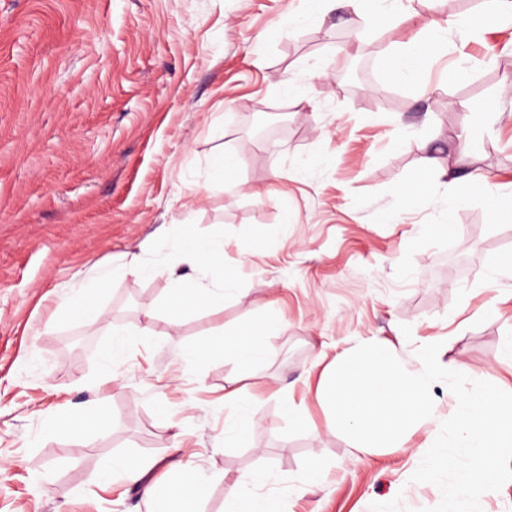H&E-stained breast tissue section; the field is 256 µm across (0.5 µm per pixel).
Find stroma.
<instances>
[{
	"mask_svg": "<svg viewBox=\"0 0 512 512\" xmlns=\"http://www.w3.org/2000/svg\"><path fill=\"white\" fill-rule=\"evenodd\" d=\"M482 0H401L386 22L358 0L301 20L304 0H0V512H151L143 487L99 470L118 454L177 465L224 512L238 476L268 477L283 512H427L441 500L411 476L436 435L358 455L319 394L322 371L358 345L393 346L421 372L444 368L512 393V223L488 217L512 193V22L477 29ZM461 18L418 85L384 78L423 23ZM466 73L452 80L449 68ZM297 96H289L288 87ZM483 134L461 143L469 126ZM239 159L212 183L214 157ZM431 155L487 180L457 202ZM425 177L427 195L403 192ZM454 209L455 231L430 230ZM223 240L224 306L172 324L162 304L184 281L181 229ZM113 277L95 322L54 318L74 292ZM269 322L266 356L197 366L185 350L250 319ZM127 336L123 360L103 354ZM235 385L249 422L224 434ZM102 408V431H53L55 415ZM295 409L298 420L288 417ZM318 468L323 479L309 485Z\"/></svg>",
	"mask_w": 512,
	"mask_h": 512,
	"instance_id": "obj_1",
	"label": "stroma"
}]
</instances>
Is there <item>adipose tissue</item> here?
<instances>
[{
    "label": "adipose tissue",
    "mask_w": 512,
    "mask_h": 512,
    "mask_svg": "<svg viewBox=\"0 0 512 512\" xmlns=\"http://www.w3.org/2000/svg\"><path fill=\"white\" fill-rule=\"evenodd\" d=\"M445 25L432 22L424 26L423 38L415 45L392 53L386 63L388 80L410 83L427 68L429 63L439 55L445 47ZM181 258L191 267L203 269L211 281L210 287L186 283L176 289V302L167 311L169 319L180 320L184 307L179 300L183 297L193 298L196 308H215L224 304L223 286L227 279L224 270L223 242L185 237L181 243ZM267 323L263 320L249 322L227 336L212 338L190 348L187 356L195 363H204L213 357L215 350L235 357L239 365L249 367L261 360L267 353L265 334ZM260 483L258 476L243 474L228 485L225 492L224 512H280L277 497L258 493ZM207 487L204 480L193 470L181 468L177 470L171 481L165 486L154 489V512H169L170 501L174 494L184 493L196 500H203Z\"/></svg>",
    "instance_id": "obj_1"
}]
</instances>
